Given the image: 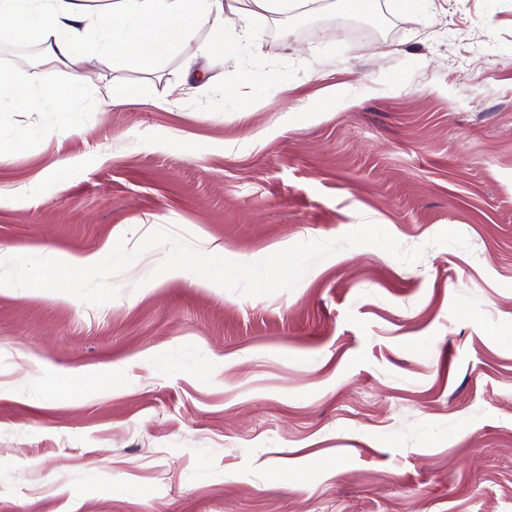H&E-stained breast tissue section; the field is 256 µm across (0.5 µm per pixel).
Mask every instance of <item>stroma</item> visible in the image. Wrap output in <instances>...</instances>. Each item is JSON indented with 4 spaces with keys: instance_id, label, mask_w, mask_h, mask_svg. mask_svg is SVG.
I'll use <instances>...</instances> for the list:
<instances>
[{
    "instance_id": "1",
    "label": "stroma",
    "mask_w": 512,
    "mask_h": 512,
    "mask_svg": "<svg viewBox=\"0 0 512 512\" xmlns=\"http://www.w3.org/2000/svg\"><path fill=\"white\" fill-rule=\"evenodd\" d=\"M343 17L226 39L166 111L182 55L87 64L146 103L87 97L79 134L0 112V258L168 228L254 262L365 221L426 248L271 296L153 276L163 247L100 306L0 289V512H512V0H375L365 40Z\"/></svg>"
}]
</instances>
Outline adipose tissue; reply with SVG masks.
<instances>
[{
    "mask_svg": "<svg viewBox=\"0 0 512 512\" xmlns=\"http://www.w3.org/2000/svg\"><path fill=\"white\" fill-rule=\"evenodd\" d=\"M317 0H0V39L35 41L42 48L44 78L37 83L0 69V112H53L62 131H82L75 105L88 91L82 69L86 63L110 59L152 68L181 45L198 42L197 54L185 57L174 88L186 96L210 85L200 57L224 50L225 33L238 40L254 37V21L289 16ZM212 37L199 41L202 31ZM67 69L65 87L54 74Z\"/></svg>",
    "mask_w": 512,
    "mask_h": 512,
    "instance_id": "obj_1",
    "label": "adipose tissue"
}]
</instances>
